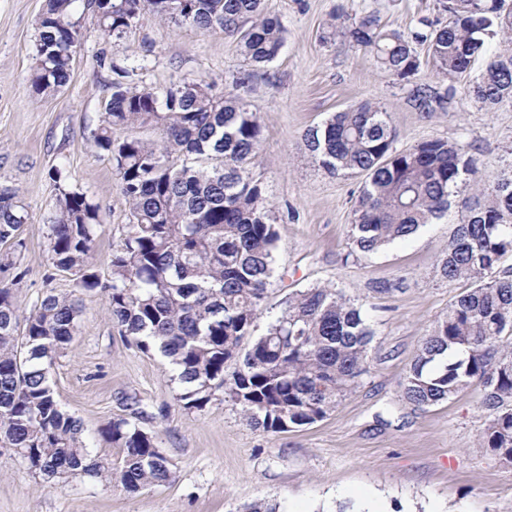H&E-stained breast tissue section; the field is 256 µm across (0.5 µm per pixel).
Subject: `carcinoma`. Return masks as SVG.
I'll list each match as a JSON object with an SVG mask.
<instances>
[{"label": "carcinoma", "mask_w": 512, "mask_h": 512, "mask_svg": "<svg viewBox=\"0 0 512 512\" xmlns=\"http://www.w3.org/2000/svg\"><path fill=\"white\" fill-rule=\"evenodd\" d=\"M78 1L103 35L118 39L147 12L167 25L221 28L239 35L240 52L254 67L275 60L285 43L284 26L264 0H45L29 80L36 98L55 96L71 77L80 44ZM442 7L448 23H430L426 33L388 29L365 13L330 25L324 39L341 37L407 80L420 67L417 44L427 45L438 70L453 78L471 72L492 28L512 33L506 0H442ZM113 73L96 143L112 162L128 224L112 245L109 279L102 280L93 263L96 230L104 223L99 208L56 168L49 260L73 277L74 291L46 295L19 320L13 289L26 274V215L18 189L0 185V271H13L0 278V444L30 451L42 461L44 479L105 478L136 493L173 478L155 437L125 419L114 421L104 434L120 454L110 465L98 461L81 421L59 406L49 379L83 313L78 293L104 291L112 327L142 352L164 358L184 408L201 410L220 391L250 426L271 433L285 431V423L298 428L320 421L354 393L369 371L375 333L342 289L317 286L289 295L264 332L253 336L278 236L252 172L261 124L238 93L249 75L216 96L203 80L157 89L130 82L121 68ZM456 92L454 85L442 90L416 82L408 103L417 112H436ZM466 92L485 105L512 98V57L487 60ZM142 128L157 137L135 134ZM397 138L388 113L370 102L339 111L304 135L321 168L367 176L348 234L362 255L409 239L443 216L460 186L479 191L440 259L445 280L471 287L421 339L403 397L428 409L479 387L486 412L481 447L512 463V272L500 269L512 255V179L487 192L468 145L429 140L398 151ZM229 362L235 370L227 376Z\"/></svg>", "instance_id": "cac0c4a2"}]
</instances>
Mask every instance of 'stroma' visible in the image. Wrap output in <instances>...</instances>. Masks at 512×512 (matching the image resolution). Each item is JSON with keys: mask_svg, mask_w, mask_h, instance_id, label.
Returning <instances> with one entry per match:
<instances>
[{"mask_svg": "<svg viewBox=\"0 0 512 512\" xmlns=\"http://www.w3.org/2000/svg\"><path fill=\"white\" fill-rule=\"evenodd\" d=\"M285 27L276 60L248 65L237 36L141 17L123 38L102 37L82 15L83 33L71 79L57 95L37 100L28 89L36 21L44 0H0V184L18 188L28 220L14 290L19 316L47 291L67 292L68 273H52L49 226L57 186L67 180L98 205L104 219L93 262L107 275L112 244L127 222L112 163L95 139L113 67L159 88L203 79L223 94L240 76V93L262 124L254 176L272 207L277 268L256 325L265 329L289 294L336 286L362 305L376 336L370 368L357 391L315 424L282 433L253 429L223 394L204 409L178 402L162 358L143 353L113 329L101 293L84 294L78 330L50 369L61 407L79 418L93 456L112 463L119 451L103 431L132 419L154 435L173 465L164 485L131 495L84 477L50 481L17 452L0 447V512H242L265 502L279 512H347L372 496L381 512H512V464L479 442L485 414L471 387L425 410L406 402L401 383L414 350L468 282L447 283L439 259L455 225L468 218L460 202L414 238L362 257L347 233L366 178L332 175L313 163L303 135L335 112L369 101L388 112L403 150L428 140L469 144L480 172L512 171V99L487 107L457 92L445 111L422 114L407 104L409 85L380 69L352 44L321 36L339 13L375 14L408 32L422 21H447L439 0H266Z\"/></svg>", "mask_w": 512, "mask_h": 512, "instance_id": "1", "label": "stroma"}]
</instances>
